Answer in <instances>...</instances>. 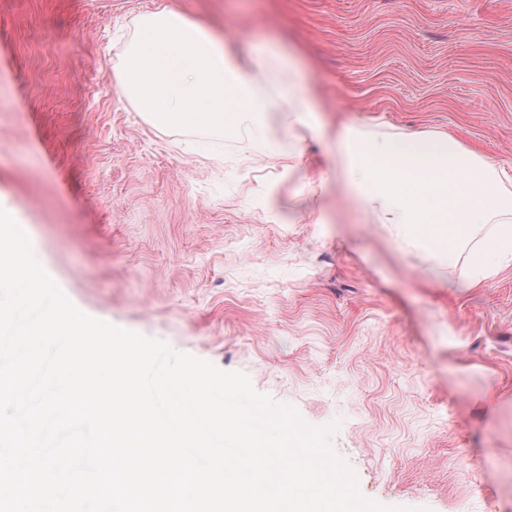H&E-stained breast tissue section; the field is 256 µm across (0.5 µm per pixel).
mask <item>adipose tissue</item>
<instances>
[{
	"label": "adipose tissue",
	"instance_id": "1",
	"mask_svg": "<svg viewBox=\"0 0 512 512\" xmlns=\"http://www.w3.org/2000/svg\"><path fill=\"white\" fill-rule=\"evenodd\" d=\"M118 89L162 127L243 128L269 147L291 126L330 138L359 206L427 272L463 253L476 286L512 265V166L449 137L328 130L296 59L278 47L243 53L207 22L158 8L135 19Z\"/></svg>",
	"mask_w": 512,
	"mask_h": 512
}]
</instances>
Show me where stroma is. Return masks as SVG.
I'll return each instance as SVG.
<instances>
[{"instance_id":"1","label":"stroma","mask_w":512,"mask_h":512,"mask_svg":"<svg viewBox=\"0 0 512 512\" xmlns=\"http://www.w3.org/2000/svg\"><path fill=\"white\" fill-rule=\"evenodd\" d=\"M159 5L293 53L331 126L512 164V0H0V207L73 304L335 425L366 498L512 512V266L426 274L320 140L146 121L115 87Z\"/></svg>"}]
</instances>
